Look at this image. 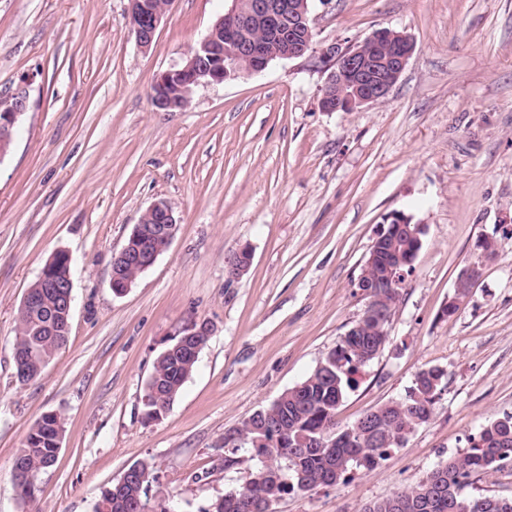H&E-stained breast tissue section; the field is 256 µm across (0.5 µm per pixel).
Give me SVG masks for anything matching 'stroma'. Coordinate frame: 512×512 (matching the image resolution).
I'll return each mask as SVG.
<instances>
[{"label":"stroma","mask_w":512,"mask_h":512,"mask_svg":"<svg viewBox=\"0 0 512 512\" xmlns=\"http://www.w3.org/2000/svg\"><path fill=\"white\" fill-rule=\"evenodd\" d=\"M228 7L173 0L144 52L129 0H0V95L28 99L0 158V512H22L13 458L48 413L65 432L40 477L39 512H95L101 489L142 461L151 499L177 512H206L241 486L252 451L225 467V433L301 382L362 316L356 283L393 211L424 225L423 245L389 341L337 420L405 397L436 366L446 377L432 416L374 467L273 512H364L512 413V0H313L312 52L157 110L155 75L181 65ZM380 28L415 42L387 101L325 111L323 49ZM159 199L176 235L115 294L113 259ZM244 246L251 266L227 280L226 260ZM59 250L73 257L71 331L21 387L17 311ZM470 265L478 277L444 316ZM192 320L211 336L170 410L148 420L153 363Z\"/></svg>","instance_id":"stroma-1"}]
</instances>
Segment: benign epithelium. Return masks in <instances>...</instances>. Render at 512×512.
I'll return each instance as SVG.
<instances>
[{
	"instance_id": "obj_1",
	"label": "benign epithelium",
	"mask_w": 512,
	"mask_h": 512,
	"mask_svg": "<svg viewBox=\"0 0 512 512\" xmlns=\"http://www.w3.org/2000/svg\"><path fill=\"white\" fill-rule=\"evenodd\" d=\"M231 7L211 26L204 38L191 50L183 65L158 73L153 81L152 103L162 111L183 110L191 102L193 88L199 84L222 83L241 74L252 75L264 71L276 59H295L312 49L311 0H230ZM173 0H130L129 20L138 47L148 51L160 26L165 22ZM232 22V30L245 32L256 23L269 27L280 40L281 49L270 51L267 45L249 37H234V43L224 44V22ZM306 29L305 41H295L288 32L295 28ZM415 51L413 39L404 32L388 28L374 30L360 43L347 48L331 45L322 51L330 73L327 83H336L342 89L340 102L331 101L328 88L322 89V106L327 112H351L357 108L379 104L388 99L392 88L409 63ZM27 109V96L18 91L0 96V157L7 154L13 143L14 128L19 117ZM412 223L402 211H394L384 217L374 238L365 266L384 269L376 281L358 279L356 287L368 298L372 289L400 284V279L412 272L415 258L409 257L399 265H387L378 244ZM178 227L173 208L165 200L148 207L135 225L130 238L139 246H124L117 254L132 266L143 270L151 267L160 252L148 247L151 241L161 239L171 243ZM63 258L66 273L58 274L57 258ZM252 254L248 247L233 253L227 260L228 280L240 278L250 267ZM39 281L43 288H63V314L71 315V256L64 252L53 254L41 270ZM211 335L209 324L193 321L177 333V342L165 350L167 354L197 355L203 348V340ZM151 473L141 466L127 469L118 486L150 483Z\"/></svg>"
}]
</instances>
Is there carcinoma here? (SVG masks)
Wrapping results in <instances>:
<instances>
[{"label": "carcinoma", "instance_id": "obj_1", "mask_svg": "<svg viewBox=\"0 0 512 512\" xmlns=\"http://www.w3.org/2000/svg\"><path fill=\"white\" fill-rule=\"evenodd\" d=\"M413 240L392 236L383 244L386 263L394 265L411 249ZM400 299V287L378 288L371 305L392 313ZM59 297L46 293L44 307L31 315L17 313L14 342L15 383L25 386L36 380L66 343L59 334L63 325ZM389 340L388 322L362 314L302 382L287 389L263 407L259 421L266 426L264 441L244 425L224 436V466L237 463V452L251 445L256 459L249 478L238 489L211 504L212 512H270L271 505L296 492L347 481L355 467L370 468L389 449L404 445L408 436L431 416L435 398L442 389L445 372L439 367L421 369L404 398L391 401L342 427L336 414L357 376L377 358ZM196 361L185 356L156 359L150 378L160 385L162 396L146 410H167L192 375ZM64 432L63 419L41 417L26 435L22 448L25 465L39 477L57 459L56 439ZM512 462V415L505 414L468 438V448L448 459L425 478L373 503L365 512H512V498L474 496L465 490L489 471ZM17 498L26 507L34 504L37 490L28 482H14ZM148 500L138 486L109 487L100 492L98 503L109 509L96 512H142L139 501Z\"/></svg>", "mask_w": 512, "mask_h": 512}]
</instances>
